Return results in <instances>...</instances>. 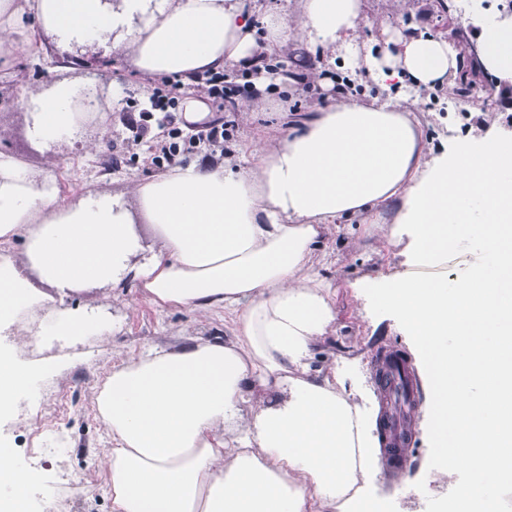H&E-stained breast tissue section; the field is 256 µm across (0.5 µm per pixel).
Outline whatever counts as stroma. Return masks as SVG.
Masks as SVG:
<instances>
[{"label": "stroma", "mask_w": 512, "mask_h": 512, "mask_svg": "<svg viewBox=\"0 0 512 512\" xmlns=\"http://www.w3.org/2000/svg\"><path fill=\"white\" fill-rule=\"evenodd\" d=\"M430 3L431 0H364L370 23L359 31L360 49L383 44L378 22L384 19L396 30L410 27L444 34L449 28H456L459 36L449 40L448 47L455 56H466L468 44L478 39V30L457 16L449 21L441 19L431 12ZM39 39L42 48L37 56L15 61L29 86L41 85L55 76L79 81L115 79L125 85L127 95L86 126L83 140L101 142L100 150L85 152L83 141H74L48 155L29 141L28 114L16 105L11 83L1 81L0 153L13 155L37 170H54L59 183L70 193L103 190L122 194L130 181L158 176L159 170L148 161L146 149L128 143L132 117L148 114V127L154 134L159 131L161 118L160 112L152 110L140 94V78L130 55L118 47L107 49L81 43L72 44L62 54L52 34L40 33ZM489 84V79H478V101L462 112L449 109L448 102L456 94L447 85L433 99L405 87L393 89L392 94L401 99L404 107L422 113L424 133L433 153L439 155L459 142L481 137L487 129L504 132L512 126V100L488 98ZM335 99L333 91L302 84L285 99L276 94L253 99L249 113L236 108L225 113L229 138L224 147L230 162H242L252 140L275 137L279 113L292 107L308 112ZM323 249L330 262L319 272L331 281L336 292V320L325 339L314 347L310 372L336 373L353 402L377 416L382 406L376 381L381 354L403 353L417 368L422 367L423 360L399 315L379 306L373 283L405 275L460 282L477 270H493L495 257L463 238L453 250L431 262L409 261L402 253V245L366 237L358 218L341 233H329ZM69 303L94 309L112 323V333L78 347L66 338L53 342L48 360L63 364V371L41 378L35 398H19L22 413L18 418L11 422L0 419V445L12 449L15 466L30 478L32 512H44L43 501L48 496L57 502L55 512H112V492L94 459L95 450L109 441L95 403L104 377L114 364L133 354L154 347L174 348L190 337L223 335L224 319L218 316L203 321L186 309L153 306L134 287L111 292L90 288L72 295ZM428 394V383L419 381L403 482L389 478L382 469L367 473L360 480L364 489L381 502L384 512H440L443 499L465 479L463 473L455 471L449 472L440 484L429 477L434 457L430 449V419L425 412ZM74 482L81 484V492H71Z\"/></svg>", "instance_id": "35a3bbf8"}]
</instances>
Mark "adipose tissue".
I'll return each instance as SVG.
<instances>
[{
    "label": "adipose tissue",
    "instance_id": "obj_1",
    "mask_svg": "<svg viewBox=\"0 0 512 512\" xmlns=\"http://www.w3.org/2000/svg\"><path fill=\"white\" fill-rule=\"evenodd\" d=\"M301 2L295 22L257 0H0V78L28 114L30 141L48 152L91 121L96 86L54 79L30 89L13 61L39 52L41 31L61 49L122 35L144 94L167 78L189 85L206 71L251 68L258 53L296 41L334 53L345 70L366 64L387 90L456 75L447 41L431 31L382 22L391 47L361 56L363 0ZM480 41L485 70L512 77V25L488 23ZM284 119L281 146L251 143L248 166L177 165L132 182L123 198L65 194L54 172L0 153V333L18 339L0 351V410L42 373L23 359L27 337L78 343L111 332L65 296L131 283L152 304L223 314L230 335L152 348L107 376L96 406L112 445L95 458L113 512H379L357 484L378 466L376 422L309 372L336 319L314 265L326 234L358 216L370 237L385 223L394 238L411 231L421 260L470 235L495 255L494 273L390 279L376 298L400 315L427 366L433 478L467 476L441 512H483L512 491V138L490 129L431 157L418 113L390 97L348 94ZM141 223L156 244L148 257ZM30 495L1 447L0 512H26Z\"/></svg>",
    "mask_w": 512,
    "mask_h": 512
}]
</instances>
